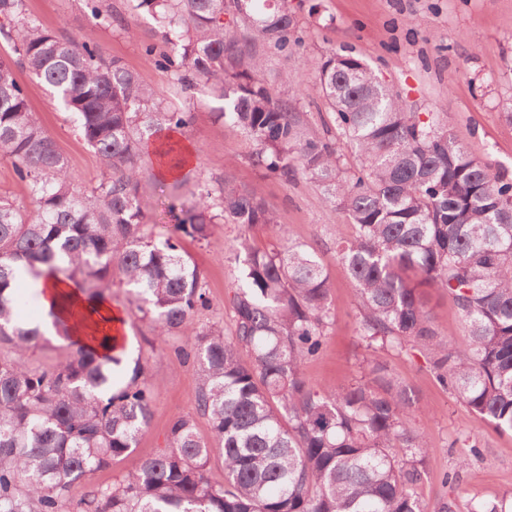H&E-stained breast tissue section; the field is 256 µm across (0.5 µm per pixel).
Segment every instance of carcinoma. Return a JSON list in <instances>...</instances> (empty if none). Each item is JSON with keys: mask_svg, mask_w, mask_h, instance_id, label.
<instances>
[{"mask_svg": "<svg viewBox=\"0 0 512 512\" xmlns=\"http://www.w3.org/2000/svg\"><path fill=\"white\" fill-rule=\"evenodd\" d=\"M149 13L173 54L158 65L183 90L219 103L213 116L253 141L252 166L283 181L314 182L355 227L337 253L359 299L358 335L367 350L424 352L442 387L502 432H512V178L468 153L444 126L409 112L359 59L332 53L317 91L333 116L310 133L294 95L265 78V58L288 55L297 22L287 0H133ZM93 20L112 24L101 0ZM0 158L25 184L29 206L0 195V512H424L416 487L428 440L412 426L416 401L376 359L339 390L305 378L331 320L329 277L316 248L287 238L256 245L276 223L256 187L229 173L191 197L171 195L170 224L155 231L142 206L146 172L165 169L178 189L190 166L180 138L196 113L175 106L99 47L65 38L26 17L23 0H0ZM21 67L76 121L105 175L77 186L67 158L31 111ZM357 155L344 167L342 146ZM155 159L156 166L148 159ZM240 228L242 279L230 334L201 324L209 308L203 276L183 250L214 225ZM54 275L87 299L112 302L127 288L135 314L157 336L175 337L176 359L198 377L197 413L175 416L164 448L125 479L71 488L133 452L160 384L135 364L123 381L117 355L71 339L78 314L49 312L69 355L50 367L30 353L49 343L20 317L19 270ZM449 295L466 331L441 336L427 289ZM224 482L210 477L214 457ZM470 512H512V492L473 499Z\"/></svg>", "mask_w": 512, "mask_h": 512, "instance_id": "obj_1", "label": "carcinoma"}]
</instances>
